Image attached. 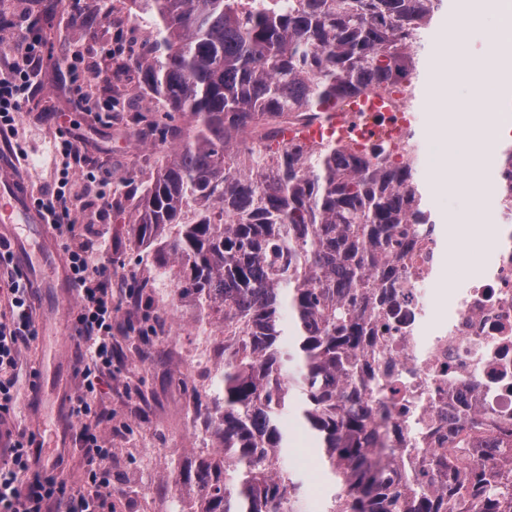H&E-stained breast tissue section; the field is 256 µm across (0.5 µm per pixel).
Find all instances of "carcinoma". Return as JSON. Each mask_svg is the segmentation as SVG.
I'll return each mask as SVG.
<instances>
[{
  "instance_id": "1",
  "label": "carcinoma",
  "mask_w": 512,
  "mask_h": 512,
  "mask_svg": "<svg viewBox=\"0 0 512 512\" xmlns=\"http://www.w3.org/2000/svg\"><path fill=\"white\" fill-rule=\"evenodd\" d=\"M129 2L157 28L132 62L166 107L148 137L175 147L128 223L158 260L180 263L178 294L224 320L222 395L204 403L220 447L179 475L177 494L192 512H294L302 482L284 466L280 418L296 395L334 484L323 512H512V482L494 484L508 466L494 439L465 475L468 495L451 480L440 494L393 493L371 453L372 386L359 360L371 279L390 264L395 225L430 220L415 142L396 160L386 145L360 153L272 126L249 163L231 151L260 119L309 124L363 91L413 96L444 0Z\"/></svg>"
}]
</instances>
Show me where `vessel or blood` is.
<instances>
[{
    "label": "vessel or blood",
    "mask_w": 512,
    "mask_h": 512,
    "mask_svg": "<svg viewBox=\"0 0 512 512\" xmlns=\"http://www.w3.org/2000/svg\"><path fill=\"white\" fill-rule=\"evenodd\" d=\"M412 109V104L397 94L359 92L330 106L331 117L324 125L327 131L335 132L337 141L352 142L357 150L365 152L408 128L406 114ZM13 163L11 155L0 156V236L15 247L30 238L43 241L38 271L31 279L36 282L56 277L66 264L45 220L31 207L23 182L12 175Z\"/></svg>",
    "instance_id": "obj_1"
}]
</instances>
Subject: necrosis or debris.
<instances>
[{"instance_id": "1", "label": "necrosis or debris", "mask_w": 512, "mask_h": 512, "mask_svg": "<svg viewBox=\"0 0 512 512\" xmlns=\"http://www.w3.org/2000/svg\"><path fill=\"white\" fill-rule=\"evenodd\" d=\"M486 178L489 258L447 278L448 225L412 224L374 290L395 306L369 326L364 371L387 406L396 475L427 489L448 485L449 423L476 416L492 437L512 428V160L503 144Z\"/></svg>"}]
</instances>
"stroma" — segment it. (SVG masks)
<instances>
[{
	"instance_id": "stroma-1",
	"label": "stroma",
	"mask_w": 512,
	"mask_h": 512,
	"mask_svg": "<svg viewBox=\"0 0 512 512\" xmlns=\"http://www.w3.org/2000/svg\"><path fill=\"white\" fill-rule=\"evenodd\" d=\"M49 9L36 14L32 0H0V70L11 59L14 35L11 24L37 19L39 35L46 44L42 86L27 104L19 125L18 144L26 150L30 165L25 173L30 187L53 183L54 136L57 130H74L91 160L112 167V196L134 209L168 157L169 148L145 142L139 129L117 115L83 111L69 92L66 61L78 53L83 69L93 73L98 96L124 103L138 112L149 92L140 88L134 70L128 69L136 50L126 43L137 29H152L150 17L131 12L126 23L115 24L112 12L117 0H47ZM424 52L416 84L419 112L417 142L420 177L425 184L428 207L441 224L479 223L468 199L454 192L438 191L434 160L447 150V140L428 126L426 93L433 81L431 63L454 51L447 38L463 0H447ZM119 54L105 57L107 46ZM112 252V278L134 283L135 292L113 289L115 306L113 339L121 361L98 400V409L112 420L107 434L112 457L111 512H170L175 506L172 480L202 455L218 448L207 431L203 415H188L191 402L217 392V368L224 362V338L215 316L197 303L177 295L179 267L158 262L151 249L140 245L131 225L113 223L104 216ZM37 341L23 349L17 387L19 402L0 428H24L43 448V458L58 460L57 471L70 484L86 487V466L75 444L78 426L69 415V395L77 388L76 342L62 334L72 312H60L49 295L34 303ZM290 446L285 452L289 470L303 482L318 478L317 491H304L297 512H322L332 491L313 447L296 414L282 421Z\"/></svg>"
}]
</instances>
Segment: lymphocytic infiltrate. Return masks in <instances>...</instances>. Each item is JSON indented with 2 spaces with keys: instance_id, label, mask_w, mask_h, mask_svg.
<instances>
[{
  "instance_id": "lymphocytic-infiltrate-1",
  "label": "lymphocytic infiltrate",
  "mask_w": 512,
  "mask_h": 512,
  "mask_svg": "<svg viewBox=\"0 0 512 512\" xmlns=\"http://www.w3.org/2000/svg\"><path fill=\"white\" fill-rule=\"evenodd\" d=\"M43 43L31 32H20L12 60L0 77V139L18 134L19 114L38 89ZM58 178L41 188L32 201L46 215L62 241L77 302L73 316L76 362L80 384L70 396L69 413L80 425L75 441L89 466L91 492L74 490L56 475L53 464L42 461L24 429L6 432V460L0 461V512H105L112 497V474L96 400L112 377V258L105 231L85 241L78 215L84 209L83 184L111 183L110 172L94 174L77 137L62 136L56 147ZM38 335L29 280L14 262L11 245L0 238V416L9 414L18 399L17 382L23 347Z\"/></svg>"
}]
</instances>
